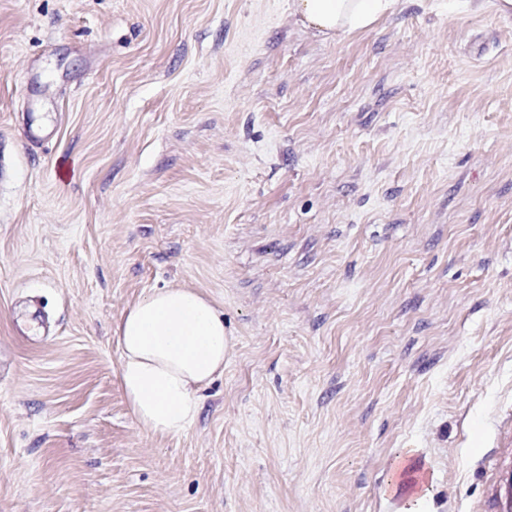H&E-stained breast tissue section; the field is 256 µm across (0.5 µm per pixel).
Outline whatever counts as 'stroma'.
<instances>
[{
    "label": "stroma",
    "instance_id": "35a3bbf8",
    "mask_svg": "<svg viewBox=\"0 0 512 512\" xmlns=\"http://www.w3.org/2000/svg\"><path fill=\"white\" fill-rule=\"evenodd\" d=\"M393 0H0V512H475L512 414V14ZM43 132L29 138L30 129ZM224 318L178 436L116 329ZM392 0H292V8L321 34L362 28L377 20Z\"/></svg>",
    "mask_w": 512,
    "mask_h": 512
}]
</instances>
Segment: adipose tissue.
<instances>
[{"mask_svg":"<svg viewBox=\"0 0 512 512\" xmlns=\"http://www.w3.org/2000/svg\"><path fill=\"white\" fill-rule=\"evenodd\" d=\"M392 0H291L323 34L369 26ZM119 377L134 417L154 433L193 425L200 391L224 372V320L202 295L164 288L137 302L117 329Z\"/></svg>","mask_w":512,"mask_h":512,"instance_id":"1","label":"adipose tissue"}]
</instances>
